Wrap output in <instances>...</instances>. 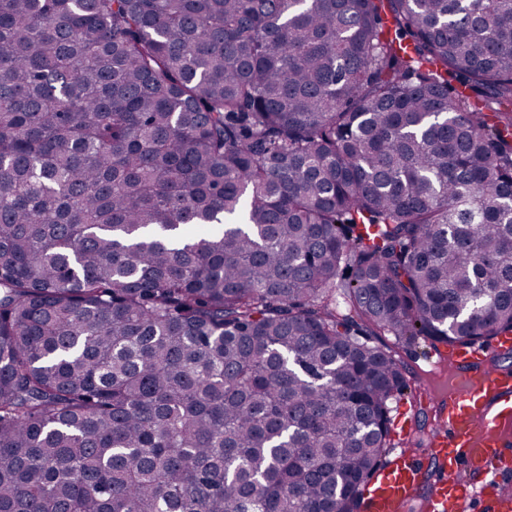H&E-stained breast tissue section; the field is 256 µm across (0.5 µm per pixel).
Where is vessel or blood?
Listing matches in <instances>:
<instances>
[{"instance_id":"b4317fda","label":"vessel or blood","mask_w":512,"mask_h":512,"mask_svg":"<svg viewBox=\"0 0 512 512\" xmlns=\"http://www.w3.org/2000/svg\"><path fill=\"white\" fill-rule=\"evenodd\" d=\"M512 351V335L491 345L460 344L449 366L464 368L465 384L449 389L428 438L427 454L442 470L425 502V512H512V370L489 365ZM426 480L423 467L403 448L363 490L365 512H405Z\"/></svg>"}]
</instances>
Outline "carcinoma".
<instances>
[{
	"mask_svg": "<svg viewBox=\"0 0 512 512\" xmlns=\"http://www.w3.org/2000/svg\"><path fill=\"white\" fill-rule=\"evenodd\" d=\"M511 107L512 0H0V512H361Z\"/></svg>",
	"mask_w": 512,
	"mask_h": 512,
	"instance_id": "obj_1",
	"label": "carcinoma"
}]
</instances>
